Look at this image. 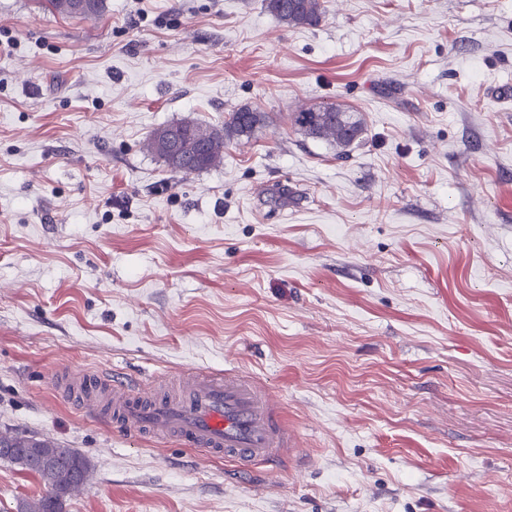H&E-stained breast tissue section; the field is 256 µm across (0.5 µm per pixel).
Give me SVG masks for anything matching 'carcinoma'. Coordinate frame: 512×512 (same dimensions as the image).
<instances>
[{
	"label": "carcinoma",
	"instance_id": "obj_1",
	"mask_svg": "<svg viewBox=\"0 0 512 512\" xmlns=\"http://www.w3.org/2000/svg\"><path fill=\"white\" fill-rule=\"evenodd\" d=\"M265 8L288 26H317L325 13L324 0H265ZM303 135L326 141L337 155L363 138L364 126L334 104L302 109L290 117ZM265 115L250 107L228 114L220 128H203L193 122L166 125L149 137L147 148L174 172L191 174L220 165L224 143L251 136L264 124ZM0 444L16 449L8 458L38 478L45 494L34 504L23 503L17 512H65V502L88 481L89 461L72 448L33 436L0 435Z\"/></svg>",
	"mask_w": 512,
	"mask_h": 512
}]
</instances>
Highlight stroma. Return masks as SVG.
I'll return each mask as SVG.
<instances>
[{
	"label": "stroma",
	"mask_w": 512,
	"mask_h": 512,
	"mask_svg": "<svg viewBox=\"0 0 512 512\" xmlns=\"http://www.w3.org/2000/svg\"><path fill=\"white\" fill-rule=\"evenodd\" d=\"M512 0H0V434L77 450L66 512H512ZM348 108L344 155L293 112ZM266 113L216 168L146 148ZM234 368L300 462L113 433L54 372ZM44 487L0 460V512ZM52 11L64 16H78L83 18H92L97 16L103 8V0H87L90 4V10L87 14H79L76 9L75 0H48ZM265 8L288 26H317L325 13L323 0H265Z\"/></svg>",
	"instance_id": "1"
}]
</instances>
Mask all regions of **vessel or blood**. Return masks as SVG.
<instances>
[{
	"label": "vessel or blood",
	"mask_w": 512,
	"mask_h": 512,
	"mask_svg": "<svg viewBox=\"0 0 512 512\" xmlns=\"http://www.w3.org/2000/svg\"><path fill=\"white\" fill-rule=\"evenodd\" d=\"M173 381L178 390L172 394L120 370L53 376L58 394L89 414H97L100 401L109 399L112 426L127 436L170 441L245 469L297 459L299 450L276 399L237 370H183Z\"/></svg>",
	"instance_id": "b4317fda"
}]
</instances>
